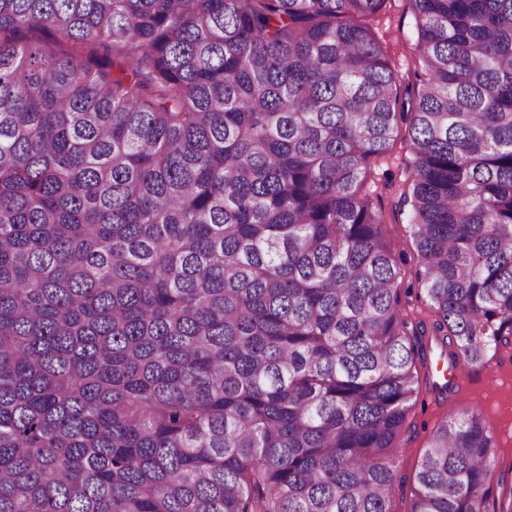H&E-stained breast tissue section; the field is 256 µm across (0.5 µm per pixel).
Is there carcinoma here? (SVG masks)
Here are the masks:
<instances>
[{"label":"carcinoma","mask_w":512,"mask_h":512,"mask_svg":"<svg viewBox=\"0 0 512 512\" xmlns=\"http://www.w3.org/2000/svg\"><path fill=\"white\" fill-rule=\"evenodd\" d=\"M384 3L0 0V512H391L418 368L512 344V0H408L403 86ZM493 448L449 411L409 512H512ZM372 27L401 81L413 68L412 52L417 41L416 20L407 0H386ZM395 138L393 149L372 166L366 188L372 194L378 208L382 210L385 220L383 232L401 269L402 310L409 319L414 320L424 318L429 312L423 302V286L416 278L417 251L408 224V211L407 208L402 210L397 206L401 193L407 188L409 176L407 165L410 150L404 127Z\"/></svg>","instance_id":"1"}]
</instances>
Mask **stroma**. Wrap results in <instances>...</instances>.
<instances>
[{"mask_svg":"<svg viewBox=\"0 0 512 512\" xmlns=\"http://www.w3.org/2000/svg\"><path fill=\"white\" fill-rule=\"evenodd\" d=\"M372 26L399 77L412 70L417 25L407 0H386ZM406 131H399L390 152L377 161L367 178L366 188L381 209L383 232L401 269L400 297L409 318H422L427 310L421 300L422 285L416 278L417 251L405 210L398 199L408 184L410 150ZM465 388L456 396L461 406L477 410L485 418L494 437L497 467L492 477L497 499L512 497V349L502 348L486 369H464ZM446 405L432 395H424L415 406L401 437L397 477L390 496L391 512H408L412 478L426 447L433 425L445 415Z\"/></svg>","mask_w":512,"mask_h":512,"instance_id":"stroma-1","label":"stroma"}]
</instances>
